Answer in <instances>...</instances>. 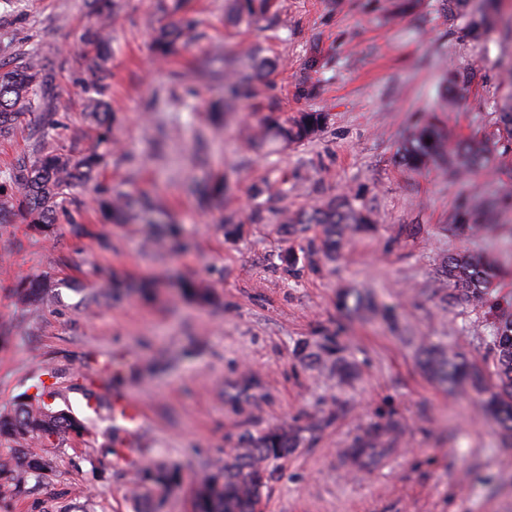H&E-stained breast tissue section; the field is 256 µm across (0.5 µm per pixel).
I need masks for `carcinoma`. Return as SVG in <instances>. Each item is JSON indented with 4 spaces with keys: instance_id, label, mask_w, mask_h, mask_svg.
<instances>
[{
    "instance_id": "carcinoma-1",
    "label": "carcinoma",
    "mask_w": 512,
    "mask_h": 512,
    "mask_svg": "<svg viewBox=\"0 0 512 512\" xmlns=\"http://www.w3.org/2000/svg\"><path fill=\"white\" fill-rule=\"evenodd\" d=\"M89 7L98 18V26L84 35L89 46L85 91L90 117L97 124V143L101 144L109 142L110 135L109 106L104 95L108 29L116 16V3L90 0ZM162 8L177 16L162 29L156 42L158 53L169 56L195 40L197 20L184 10V0H164ZM268 8L269 0H231L228 11L233 21L253 20ZM213 79L224 82V110H234L240 89L249 83L250 76L236 69L235 60L226 59L224 72L213 75ZM52 81V73L33 56L18 54L7 61L0 60V138L9 137L20 118L35 110L39 92ZM326 119L323 112H302L286 123L266 117L259 121L255 139L272 149L311 141L322 132ZM511 153L512 102L498 109L496 132L456 143L449 140L436 114L427 115L406 142L401 162L414 170L439 165L450 177L458 178L484 167L497 154ZM103 160L104 156L95 149L79 158L56 153L32 163L18 159L13 167L12 185L0 183V218L17 207L34 229L50 232L73 189L92 180ZM98 206L116 224L135 219L133 204L124 192L104 193ZM511 207V190L482 196L468 211L476 223L451 224L449 230L455 232L465 227L494 235L504 228L498 223L499 217ZM277 220L294 237L319 228L323 250L331 259L336 258L347 231H366L372 223L367 211L352 208L342 198L310 210L282 211ZM442 273L452 287L453 301L479 307L492 320L493 329L488 335L491 363L483 370L468 365L457 355L433 351L426 356L425 364L436 378L448 382L468 377L481 392L486 390L487 380L494 379L483 408L494 415L503 430L512 433V297L493 292L502 268L491 253L463 252L448 255ZM51 288L53 284L48 278L29 281L17 289L19 303L33 310L43 303ZM51 397L52 386L42 381L26 401L5 414L0 413V446L6 444L9 448L8 453H0V500L15 496L29 479H41L53 472V455L65 437L84 436L81 422L65 410L54 409L48 402ZM383 435V430H373L355 447L346 449L347 456L354 460L373 458L381 452ZM299 443L300 429L288 425L242 436L230 459L200 479L195 512H256L257 498L264 494L279 461L288 457ZM179 476L175 466L146 461L136 466L134 484L136 490L148 492L176 483Z\"/></svg>"
}]
</instances>
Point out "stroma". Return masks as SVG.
I'll return each instance as SVG.
<instances>
[{
  "instance_id": "stroma-1",
  "label": "stroma",
  "mask_w": 512,
  "mask_h": 512,
  "mask_svg": "<svg viewBox=\"0 0 512 512\" xmlns=\"http://www.w3.org/2000/svg\"><path fill=\"white\" fill-rule=\"evenodd\" d=\"M110 33L108 100L116 150L74 190L72 223L51 236L21 213L0 223V412L46 372L55 408L83 420L55 471L25 485L0 512H135L129 460L180 467L183 480L153 496L154 512H194L193 476L224 461L245 434L288 424L302 443L281 462L261 512H512V436L470 386L431 379L424 349L490 360L481 310L448 302V254L491 248L448 229L458 206L512 172L462 179L401 163L416 119L439 112L452 139L492 132L512 92V0L499 22L471 30L438 0L397 13L393 0H273L258 22L225 21V0H188L198 36L159 61L155 37L171 22L160 0H118ZM96 17L85 0H0V58L34 55L56 74L41 105L0 139V175L17 158L95 144L84 118L80 52ZM251 74L233 112L207 81L225 56ZM273 71L258 69L261 59ZM460 75L469 90L444 102ZM323 112L313 141L272 153L250 137L260 117ZM148 206L147 222L115 224L96 200L107 188ZM345 198L373 212L371 232L346 237L335 259L318 230L288 238L276 219ZM234 215L243 230L224 234ZM175 224L177 236L158 240ZM299 255L296 272L280 258ZM54 288L37 313L15 292L33 279ZM214 288L216 304L184 297L180 282ZM335 336V358L298 355ZM117 399L142 408L138 430L113 417ZM395 423L386 450L364 467L344 451L374 426Z\"/></svg>"
}]
</instances>
